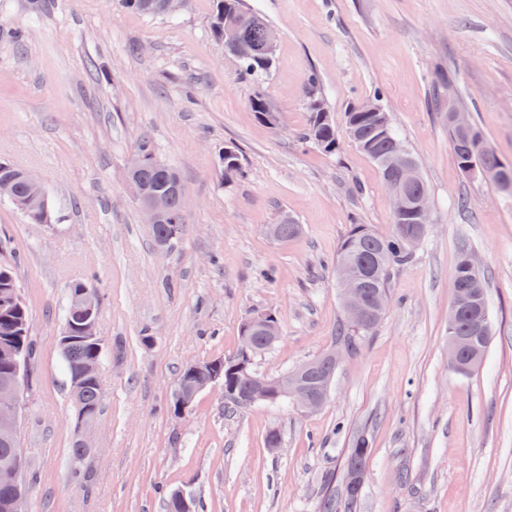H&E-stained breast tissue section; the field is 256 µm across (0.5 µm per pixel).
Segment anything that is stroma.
<instances>
[{
    "label": "stroma",
    "mask_w": 512,
    "mask_h": 512,
    "mask_svg": "<svg viewBox=\"0 0 512 512\" xmlns=\"http://www.w3.org/2000/svg\"><path fill=\"white\" fill-rule=\"evenodd\" d=\"M278 34L276 67L252 84L210 30L212 0L150 19L119 0H0V159L34 172L52 210L27 223L0 200V260L12 263L37 352L22 386L27 512H164L182 489L201 512H322L343 496L357 437L370 453L355 512H512V200L464 172L444 79L500 160L512 164V0H244ZM22 30V43L10 35ZM94 69H87V61ZM333 116L336 153L298 140L305 87ZM261 89L282 130L249 105ZM382 89L432 201L431 226L394 270L389 307L336 370L325 405L234 410L221 387L192 413L169 404L186 366L233 356L240 328L272 313L281 336L256 356L275 377L330 349L343 316L333 262L351 225L392 229L376 165L345 113ZM189 194L186 231L154 246L127 166L140 136ZM235 145L245 175L217 177ZM301 226L278 241L270 225ZM467 239L493 321L480 369L448 367V309ZM93 279L102 403L74 462L71 382L59 338L72 282ZM280 445L268 447L269 432ZM84 486L70 479L73 465Z\"/></svg>",
    "instance_id": "1"
}]
</instances>
